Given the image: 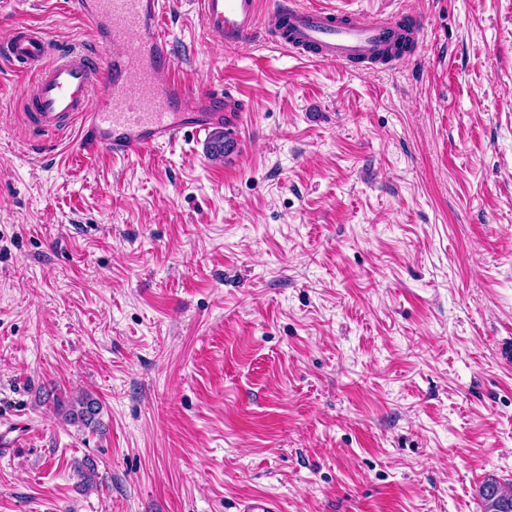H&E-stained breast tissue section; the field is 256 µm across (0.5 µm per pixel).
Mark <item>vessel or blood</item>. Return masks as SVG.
<instances>
[{
    "label": "vessel or blood",
    "instance_id": "vessel-or-blood-1",
    "mask_svg": "<svg viewBox=\"0 0 512 512\" xmlns=\"http://www.w3.org/2000/svg\"><path fill=\"white\" fill-rule=\"evenodd\" d=\"M204 28L230 48L264 32L276 47L332 65L380 62L403 39L419 41L422 17L307 5L305 0H197ZM95 53L57 45L40 30L14 28L0 60L32 74L26 118L45 140L74 137L80 156L130 158L214 129L238 135L247 103L177 76L160 0H74Z\"/></svg>",
    "mask_w": 512,
    "mask_h": 512
}]
</instances>
